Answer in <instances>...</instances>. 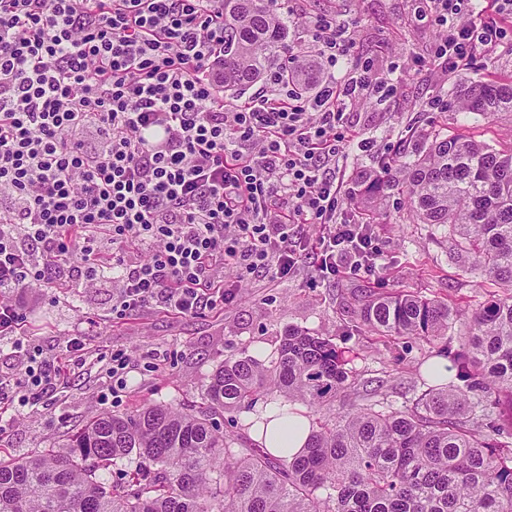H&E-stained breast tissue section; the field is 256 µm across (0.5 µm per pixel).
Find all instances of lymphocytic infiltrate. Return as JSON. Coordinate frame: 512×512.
<instances>
[{
    "mask_svg": "<svg viewBox=\"0 0 512 512\" xmlns=\"http://www.w3.org/2000/svg\"><path fill=\"white\" fill-rule=\"evenodd\" d=\"M443 28L427 51L455 75L480 52L512 44V0H413ZM346 24L315 15L311 58L322 75L225 103L224 0H0V336L26 322L19 289L58 286L75 241L85 264L71 285L112 280V312L157 307L183 317L220 310L237 279L380 273L367 224L334 165L351 108L395 91L373 60L334 69ZM314 224L320 250L293 228ZM108 229L111 254L100 252ZM53 362L28 358L23 381L0 373V405L38 402Z\"/></svg>",
    "mask_w": 512,
    "mask_h": 512,
    "instance_id": "f902f5d3",
    "label": "lymphocytic infiltrate"
}]
</instances>
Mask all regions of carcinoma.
<instances>
[{
  "instance_id": "carcinoma-1",
  "label": "carcinoma",
  "mask_w": 512,
  "mask_h": 512,
  "mask_svg": "<svg viewBox=\"0 0 512 512\" xmlns=\"http://www.w3.org/2000/svg\"><path fill=\"white\" fill-rule=\"evenodd\" d=\"M275 0H224V90L243 96L277 65L288 27ZM462 107L486 117L512 112V78L461 89ZM421 224H446L458 257L502 291L466 310L414 292L352 293L360 320L379 336L416 337L454 355L456 381L428 387L400 408L378 388L352 410L331 407L356 388L330 339L288 329L269 364L227 359L194 414L147 405L103 414L57 449L0 460V512H512V145L494 150L437 135L398 168ZM260 397L278 416L306 407L311 432L295 457L237 448L214 416ZM137 465L115 485L98 471Z\"/></svg>"
}]
</instances>
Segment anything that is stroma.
<instances>
[{
	"mask_svg": "<svg viewBox=\"0 0 512 512\" xmlns=\"http://www.w3.org/2000/svg\"><path fill=\"white\" fill-rule=\"evenodd\" d=\"M289 7L286 55L308 51L310 14L330 13L357 32L339 59L337 76L370 58L398 87L385 102L353 109L354 125L373 148L364 151L350 144L342 169L344 180L361 191V209L375 212L372 228L384 270L375 278L340 274L322 279L305 263L287 280L255 278L220 312L183 318L147 310L114 319V289L108 282L80 292L46 288L29 295L31 335L23 340L25 349L45 358L61 356L68 337L81 335L90 351L69 361L60 392L12 411L1 447L22 456L37 454L63 444L72 431L100 414L127 415L149 404L198 411L210 376L224 359L270 361L291 327L332 339L359 381H383V396L398 407L422 392L424 365L438 361L437 349L419 339L403 343L368 332L351 289L450 297L464 308L487 299L490 286L480 272L454 259L446 226L417 223L401 188L387 187L376 195L365 188L379 175V160L410 159L426 148L435 130L471 135L495 149L511 145L512 113L486 118L463 111L458 91L490 74H512V46L498 48L492 58H478L450 78L424 62L426 48L441 32L417 20L410 0H291ZM433 98L442 99L444 109L423 111L422 103ZM116 354L128 359L127 386L119 397L104 401L100 393L112 384L107 369Z\"/></svg>",
	"mask_w": 512,
	"mask_h": 512,
	"instance_id": "35a3bbf8",
	"label": "stroma"
}]
</instances>
